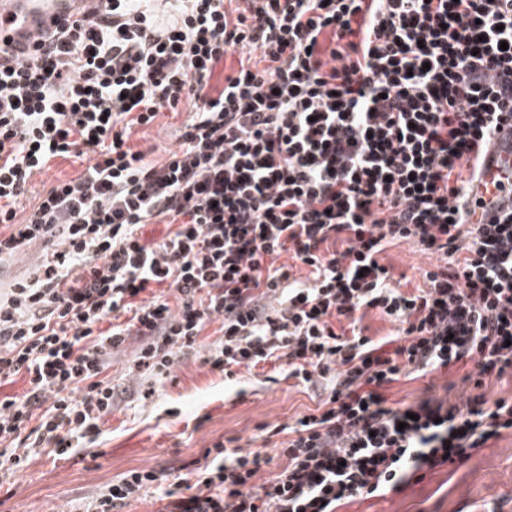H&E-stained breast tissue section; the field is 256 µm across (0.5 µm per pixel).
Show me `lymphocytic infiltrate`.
I'll use <instances>...</instances> for the list:
<instances>
[{"mask_svg":"<svg viewBox=\"0 0 512 512\" xmlns=\"http://www.w3.org/2000/svg\"><path fill=\"white\" fill-rule=\"evenodd\" d=\"M235 2L105 0L0 68V264L39 249L0 289V385L25 382L0 398V481L42 449L97 443L132 339L133 381L196 356L230 381L275 362L321 400L260 424L288 436L268 481L272 457L228 437L188 488L134 469L83 512L151 488L158 512H337L512 431V399L484 393L512 379V214L478 224L472 205L489 138L512 124V0ZM183 109L166 158L130 146ZM59 158L84 168L19 215ZM400 244L435 259L412 293L380 261ZM369 309L396 333L365 335ZM456 365L465 404L388 406L400 378ZM137 343L126 344L124 350L116 352L112 356V368L109 370V374H112V381L114 383L125 382V374L127 373L128 363L133 356V351L136 348Z\"/></svg>","mask_w":512,"mask_h":512,"instance_id":"1","label":"lymphocytic infiltrate"}]
</instances>
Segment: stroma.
<instances>
[{"label": "stroma", "instance_id": "stroma-1", "mask_svg": "<svg viewBox=\"0 0 512 512\" xmlns=\"http://www.w3.org/2000/svg\"><path fill=\"white\" fill-rule=\"evenodd\" d=\"M185 114L162 113L147 128L135 129L130 143L153 147L154 159L176 148V131ZM395 283L410 290L421 285L419 272L430 258L403 244L382 256ZM464 370L454 366L422 378H403L386 391L390 403H413L427 395L465 402L459 384ZM314 391L273 367L225 382L222 373L201 362L181 361L152 399L119 402L103 427L95 449L67 459L42 453L0 489V512H76L86 498L132 469H154L175 477L182 464L201 458L205 448L227 437L244 451L263 447L257 427L291 424L315 409ZM338 512H512V435L507 434L458 466L444 465L402 491L358 499Z\"/></svg>", "mask_w": 512, "mask_h": 512}]
</instances>
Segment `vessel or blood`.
Wrapping results in <instances>:
<instances>
[{
    "label": "vessel or blood",
    "mask_w": 512,
    "mask_h": 512,
    "mask_svg": "<svg viewBox=\"0 0 512 512\" xmlns=\"http://www.w3.org/2000/svg\"><path fill=\"white\" fill-rule=\"evenodd\" d=\"M97 0H0V65L12 66L39 54V42L57 24L90 13ZM483 182L476 187L483 196L485 218H500L512 211V193L492 189L493 181L512 177V127L502 126L491 138Z\"/></svg>",
    "instance_id": "obj_1"
}]
</instances>
